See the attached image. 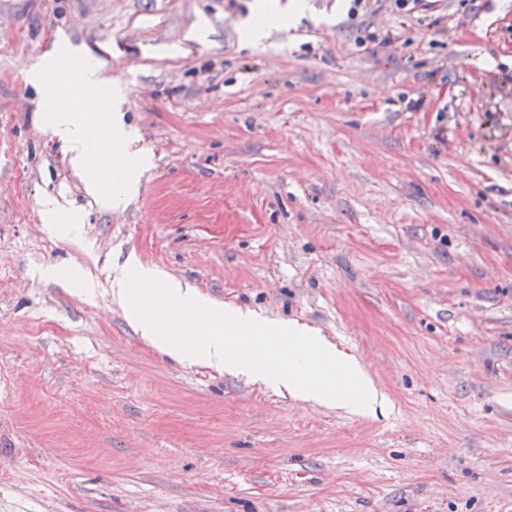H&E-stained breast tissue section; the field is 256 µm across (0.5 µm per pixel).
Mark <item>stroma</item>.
Returning <instances> with one entry per match:
<instances>
[{
  "label": "stroma",
  "instance_id": "stroma-1",
  "mask_svg": "<svg viewBox=\"0 0 512 512\" xmlns=\"http://www.w3.org/2000/svg\"><path fill=\"white\" fill-rule=\"evenodd\" d=\"M308 3L0 0V512H512V0ZM84 59L121 94L90 126L152 160L108 206L32 76ZM130 256L318 332L388 409L167 357L111 297Z\"/></svg>",
  "mask_w": 512,
  "mask_h": 512
}]
</instances>
